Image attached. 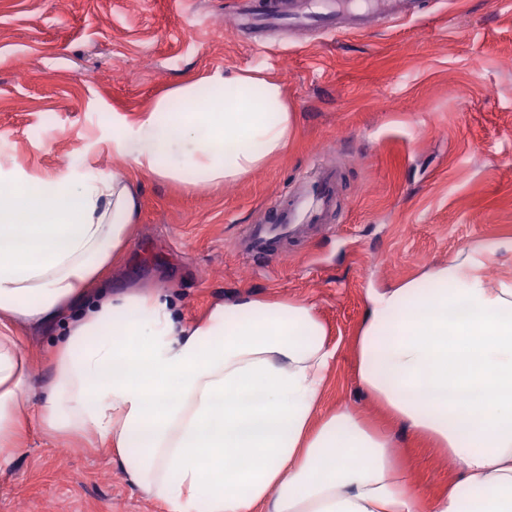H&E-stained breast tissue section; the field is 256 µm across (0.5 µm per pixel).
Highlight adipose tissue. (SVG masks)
Here are the masks:
<instances>
[{
	"label": "adipose tissue",
	"mask_w": 512,
	"mask_h": 512,
	"mask_svg": "<svg viewBox=\"0 0 512 512\" xmlns=\"http://www.w3.org/2000/svg\"><path fill=\"white\" fill-rule=\"evenodd\" d=\"M296 127L279 82L218 67L113 113L112 174L0 165V469L33 417L56 439H104L165 512H512V276L485 275L512 239L367 294L359 384L459 472L427 505L388 438L346 407L319 416L336 348L313 304L242 294L188 321L161 288L113 290L141 177L221 187L286 152ZM17 325L58 338L31 415Z\"/></svg>",
	"instance_id": "ef3b65f1"
}]
</instances>
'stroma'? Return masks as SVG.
Wrapping results in <instances>:
<instances>
[{
	"instance_id": "1",
	"label": "stroma",
	"mask_w": 512,
	"mask_h": 512,
	"mask_svg": "<svg viewBox=\"0 0 512 512\" xmlns=\"http://www.w3.org/2000/svg\"><path fill=\"white\" fill-rule=\"evenodd\" d=\"M414 17L330 34L270 31L265 51L237 27L240 0H0V161L50 173L120 168L116 112L221 66L259 67L297 114L284 154L245 178L184 192L143 179L124 276L165 288L185 319L242 293L304 298L338 356L323 411L345 406L391 437L428 496L458 479L443 449L414 439L357 384L353 345L366 291L424 276L458 252L512 237V0H421ZM339 173L322 229L255 266L236 247L276 200ZM37 404L51 337L16 329ZM0 512H164L98 438L48 439L31 424L0 470Z\"/></svg>"
}]
</instances>
